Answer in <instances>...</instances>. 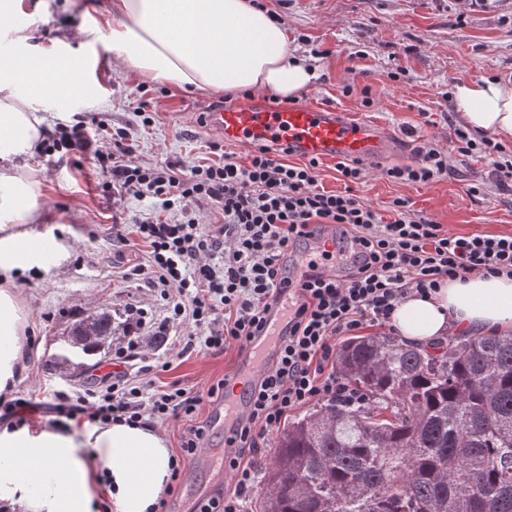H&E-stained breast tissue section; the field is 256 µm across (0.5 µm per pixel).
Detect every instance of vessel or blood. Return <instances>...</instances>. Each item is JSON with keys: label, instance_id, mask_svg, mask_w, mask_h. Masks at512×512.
I'll return each mask as SVG.
<instances>
[{"label": "vessel or blood", "instance_id": "obj_1", "mask_svg": "<svg viewBox=\"0 0 512 512\" xmlns=\"http://www.w3.org/2000/svg\"><path fill=\"white\" fill-rule=\"evenodd\" d=\"M207 125L227 142L241 146L258 142L285 144L293 155L300 157H350L376 162L401 146L400 139L380 124L360 119L352 112L317 105L300 104L274 112L262 104L249 107L228 104L210 108ZM287 310V300H280L268 314L263 335L254 338L247 353L239 358L237 373L244 376L247 383L259 379L264 368L277 356V338L288 322ZM248 409L249 393L243 387L235 396L225 398L223 404L212 408V433L230 434L236 420ZM194 466L213 473L212 487L195 490L194 501H202L212 492L223 490L224 472L215 468L208 451L198 452Z\"/></svg>", "mask_w": 512, "mask_h": 512}]
</instances>
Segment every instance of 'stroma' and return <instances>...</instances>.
Listing matches in <instances>:
<instances>
[{"label": "stroma", "mask_w": 512, "mask_h": 512, "mask_svg": "<svg viewBox=\"0 0 512 512\" xmlns=\"http://www.w3.org/2000/svg\"><path fill=\"white\" fill-rule=\"evenodd\" d=\"M278 13L288 30L290 54L307 58L317 70L302 102L354 112L403 137L385 165L413 162L420 142L447 145L462 118L452 97L455 85L481 78L512 81V0H257ZM26 16L15 18L37 46H54L89 66L79 80L89 94L69 106L70 123L97 115L103 128L93 138L126 132L143 163L187 166L219 161L220 137L203 120L221 95L181 89L164 81L145 83L116 67L98 41L80 37L84 14L109 0H27ZM372 104H364V93ZM146 101L150 120L136 112ZM447 177L424 184H398L374 166L356 190L377 210L394 197L455 233L512 232V194L469 184L485 179L490 164L478 157H451ZM384 165V166H385ZM24 174L44 180L43 220L26 225L27 242H46L51 254L40 268L15 281L27 316L26 368L12 393L35 401L48 392L86 378L104 352L67 368L53 365L69 326L102 308L122 311L128 304L161 314L164 302L144 280L125 278L137 255L124 240L132 224L151 217L149 200L119 196L98 187L90 155L34 153ZM241 353L195 350L164 370L157 385L204 386L233 374Z\"/></svg>", "instance_id": "obj_1"}]
</instances>
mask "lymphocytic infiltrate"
<instances>
[{
	"label": "lymphocytic infiltrate",
	"instance_id": "obj_1",
	"mask_svg": "<svg viewBox=\"0 0 512 512\" xmlns=\"http://www.w3.org/2000/svg\"><path fill=\"white\" fill-rule=\"evenodd\" d=\"M98 122L94 116L57 130L42 142V153L92 151L103 188L150 200L159 213L185 201H207L222 216L217 224L192 216L179 223L144 219L133 224L149 258L147 283L159 289L166 314L154 321L144 308L128 307L127 340L113 349L111 372L56 392L44 405L55 419L91 424L154 428L182 420L166 495L147 512H165L166 496L186 464L208 445L201 405L223 402L234 379L226 376L200 389L155 386L150 366L128 370L142 358L144 342L165 338L177 324L187 330L184 351L247 349L283 290L297 289L279 358L251 386L249 413L227 443L224 469L232 488L198 510L243 512V498L256 484L251 460L291 412L314 402L363 404V395L336 371L338 337L385 326L409 294L423 296L447 281L479 273L512 275V233L459 235L401 196L380 212L355 192L365 178L362 161L337 160L345 187L333 193L319 187L318 159L288 163L284 144L254 145L245 164L228 152L211 164L153 166L139 161L123 134L109 150L93 149L87 127ZM452 143L459 156L491 159L490 182L512 192V154L501 143L463 126L455 128ZM416 153L413 165L387 169L386 177L428 184L448 175L442 149L426 143ZM311 239L321 248L320 261L293 279L288 254Z\"/></svg>",
	"mask_w": 512,
	"mask_h": 512
}]
</instances>
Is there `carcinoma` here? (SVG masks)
<instances>
[{
	"label": "carcinoma",
	"mask_w": 512,
	"mask_h": 512,
	"mask_svg": "<svg viewBox=\"0 0 512 512\" xmlns=\"http://www.w3.org/2000/svg\"><path fill=\"white\" fill-rule=\"evenodd\" d=\"M121 329L106 308L99 340L74 324L54 364ZM336 368L367 404L324 403L276 436L261 512H512V336H453L437 353L357 337Z\"/></svg>",
	"instance_id": "obj_1"
}]
</instances>
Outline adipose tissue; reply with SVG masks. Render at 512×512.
Returning a JSON list of instances; mask_svg holds the SVG:
<instances>
[{
  "mask_svg": "<svg viewBox=\"0 0 512 512\" xmlns=\"http://www.w3.org/2000/svg\"><path fill=\"white\" fill-rule=\"evenodd\" d=\"M115 23L85 21L84 37L106 43L113 59L147 81L234 92L252 89L293 99L316 72L288 53L285 27L251 0H112ZM68 57L32 44L20 28L0 53V393L23 373L26 315L12 281L37 263L17 251L19 225L42 220L40 183L19 173L52 120L79 85L67 78ZM453 99L470 129L512 141V82L481 79L456 85ZM57 105L54 115L43 103ZM390 325L422 347L451 332L512 335V278L472 275L435 293L400 302ZM162 435L136 426L46 424L0 428V501L22 512H94L101 499L114 512H146L169 478Z\"/></svg>",
  "mask_w": 512,
  "mask_h": 512,
  "instance_id": "ef3b65f1",
  "label": "adipose tissue"
}]
</instances>
